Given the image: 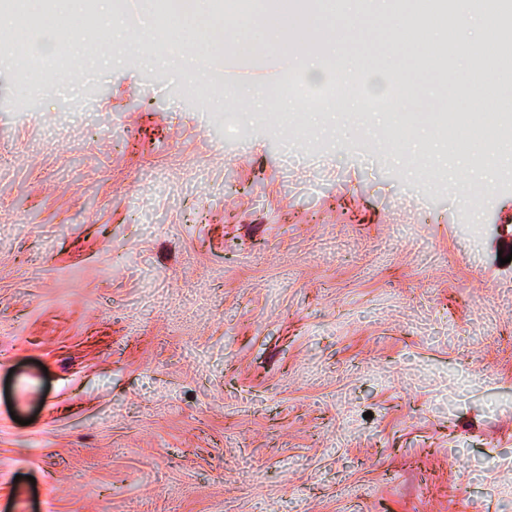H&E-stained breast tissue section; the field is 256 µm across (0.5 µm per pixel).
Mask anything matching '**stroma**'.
<instances>
[{
  "mask_svg": "<svg viewBox=\"0 0 512 512\" xmlns=\"http://www.w3.org/2000/svg\"><path fill=\"white\" fill-rule=\"evenodd\" d=\"M138 35L33 95L0 48V512H512V179L286 149Z\"/></svg>",
  "mask_w": 512,
  "mask_h": 512,
  "instance_id": "35a3bbf8",
  "label": "stroma"
}]
</instances>
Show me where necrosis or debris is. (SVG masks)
<instances>
[{"label":"necrosis or debris","mask_w":512,"mask_h":512,"mask_svg":"<svg viewBox=\"0 0 512 512\" xmlns=\"http://www.w3.org/2000/svg\"><path fill=\"white\" fill-rule=\"evenodd\" d=\"M147 21L140 43L133 50L177 60L190 56L184 73L196 93L218 98L229 94L234 67H251L274 58H288L295 50L315 54L320 44L312 37L313 25L326 16L342 17L345 27L335 36L344 40L358 19L363 0H134ZM467 9L480 10L493 20V37L475 47L478 57L494 62L492 72L473 70L460 77L456 70L457 20ZM395 26L379 31L387 45L379 64L389 75L383 94L368 93L365 72H328L329 88L311 93L292 68H284L271 84L272 96L288 93L312 99L314 104L336 103L353 96L366 109L391 112L392 133L408 132L423 123L451 154H466L481 161L486 148L512 153V0H392ZM0 15L12 27L0 28V47L11 48L17 38L34 42L51 34L49 54H25L20 80L26 90L44 86L48 74L64 76L78 65L72 48L76 29L98 25L95 0H0ZM233 35L221 40L225 21ZM444 97L430 111L414 115L406 105L425 97L430 89ZM478 97H495L499 106L492 116L479 119L469 105Z\"/></svg>","instance_id":"1"}]
</instances>
